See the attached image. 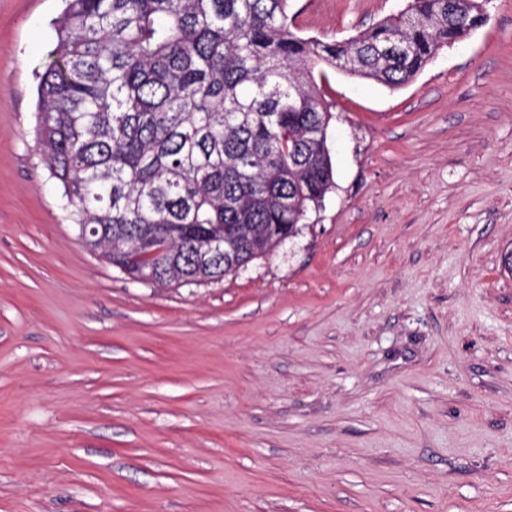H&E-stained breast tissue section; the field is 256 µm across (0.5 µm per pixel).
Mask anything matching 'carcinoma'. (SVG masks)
Instances as JSON below:
<instances>
[{
	"label": "carcinoma",
	"mask_w": 512,
	"mask_h": 512,
	"mask_svg": "<svg viewBox=\"0 0 512 512\" xmlns=\"http://www.w3.org/2000/svg\"><path fill=\"white\" fill-rule=\"evenodd\" d=\"M40 76L39 150L85 246L123 274L211 283L273 253L334 185L315 70L396 89L486 24L479 0H411L358 35L294 30L288 0H64ZM234 256L203 262L210 240ZM192 276L189 282L186 277Z\"/></svg>",
	"instance_id": "1"
}]
</instances>
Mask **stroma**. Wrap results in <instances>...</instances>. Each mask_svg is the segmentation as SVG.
<instances>
[{
  "label": "stroma",
  "mask_w": 512,
  "mask_h": 512,
  "mask_svg": "<svg viewBox=\"0 0 512 512\" xmlns=\"http://www.w3.org/2000/svg\"><path fill=\"white\" fill-rule=\"evenodd\" d=\"M61 7L0 0V512H512V0L400 88L326 70L332 191L172 288L85 247L38 150Z\"/></svg>",
  "instance_id": "obj_1"
}]
</instances>
